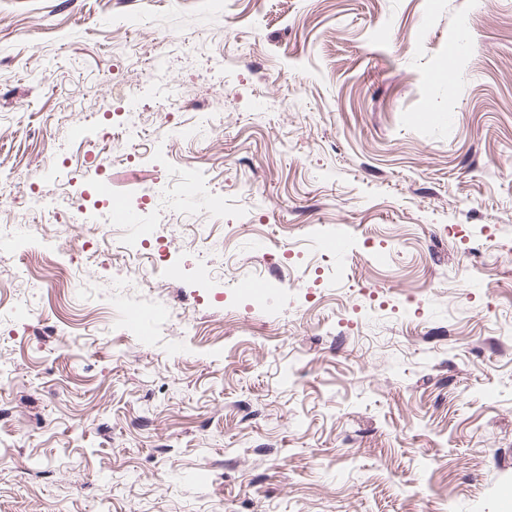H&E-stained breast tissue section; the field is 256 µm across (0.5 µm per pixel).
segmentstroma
<instances>
[{"mask_svg":"<svg viewBox=\"0 0 512 512\" xmlns=\"http://www.w3.org/2000/svg\"><path fill=\"white\" fill-rule=\"evenodd\" d=\"M83 175L164 261L92 189L0 267V512H512V0H0V221Z\"/></svg>","mask_w":512,"mask_h":512,"instance_id":"1","label":"stroma"}]
</instances>
